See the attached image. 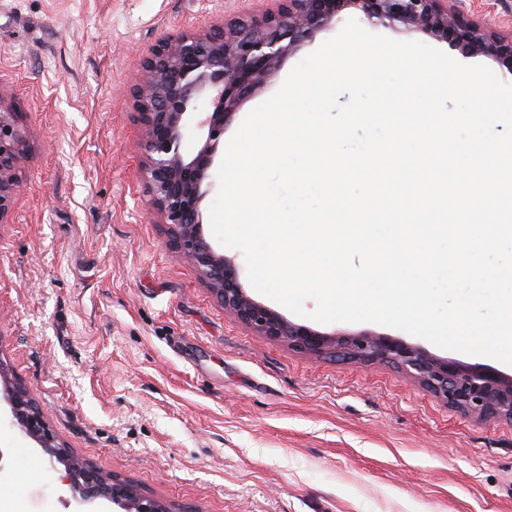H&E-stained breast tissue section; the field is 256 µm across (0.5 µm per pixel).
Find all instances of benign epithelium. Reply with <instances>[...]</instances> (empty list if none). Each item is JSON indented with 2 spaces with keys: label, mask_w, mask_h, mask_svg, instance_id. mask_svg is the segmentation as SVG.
<instances>
[{
  "label": "benign epithelium",
  "mask_w": 512,
  "mask_h": 512,
  "mask_svg": "<svg viewBox=\"0 0 512 512\" xmlns=\"http://www.w3.org/2000/svg\"><path fill=\"white\" fill-rule=\"evenodd\" d=\"M276 7L230 19L202 34H181L158 44L134 88L146 186L170 246L197 270L224 311L259 336L311 356L340 354L359 363L395 365L449 406L478 417L512 419V375L440 358L422 348L369 331L327 334L287 319L253 299L238 266L203 234L202 202L210 187L225 128L242 102L262 93L284 59L302 42L354 9L373 26L420 31L464 57H484L512 73V31L479 24L466 0H274ZM209 99L197 122L204 141L193 156L181 143L194 103ZM24 160L17 113L0 104V223L7 215ZM0 390L13 423L64 466L63 479L81 502H110L121 512H187L142 492L132 481L97 469L60 443L33 393L0 361Z\"/></svg>",
  "instance_id": "7a95c632"
}]
</instances>
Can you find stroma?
Wrapping results in <instances>:
<instances>
[{"mask_svg":"<svg viewBox=\"0 0 512 512\" xmlns=\"http://www.w3.org/2000/svg\"><path fill=\"white\" fill-rule=\"evenodd\" d=\"M263 6L0 0L27 156L0 223V358L68 448L193 512H512V420L255 334L157 221L136 64ZM62 471L0 419V512H82Z\"/></svg>","mask_w":512,"mask_h":512,"instance_id":"1","label":"stroma"}]
</instances>
